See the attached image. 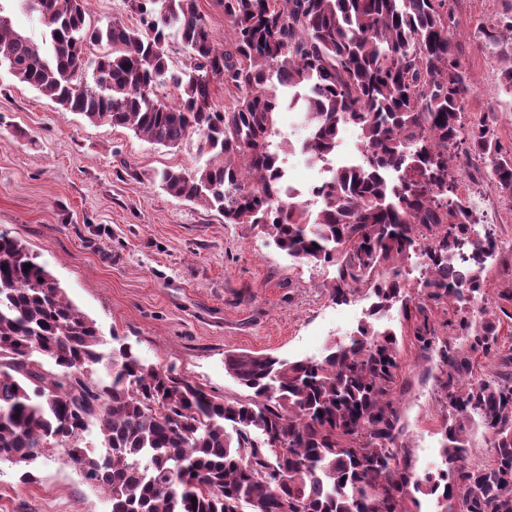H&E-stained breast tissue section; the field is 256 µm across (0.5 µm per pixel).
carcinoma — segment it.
Returning a JSON list of instances; mask_svg holds the SVG:
<instances>
[{"label": "carcinoma", "mask_w": 512, "mask_h": 512, "mask_svg": "<svg viewBox=\"0 0 512 512\" xmlns=\"http://www.w3.org/2000/svg\"><path fill=\"white\" fill-rule=\"evenodd\" d=\"M121 2L102 28L87 23V0H32L48 31L44 51L1 16L0 66L91 123L172 149L197 137L205 163L159 173L167 194L226 224L263 217L277 249L335 267L333 301L359 288L375 301L356 334L320 360L226 355L227 373L252 392L231 401L172 366L145 364L128 345L101 350L96 323L1 231L0 460L28 482L30 465L61 446L108 493L111 512H296L298 503L302 512H421L422 497L452 512L461 485L469 512H512V374L476 378L472 360L503 347L512 287L498 293L499 312L477 307L498 244L478 236L458 195L466 165L512 196V154L484 120L465 122L472 88L448 0H217L230 35L220 47L197 0ZM482 34L479 50L508 63L501 87L512 96V14ZM172 38L187 52L179 70ZM219 85L229 96L222 108ZM285 103L302 109L303 149L314 157L336 155L340 128L361 132L362 163L313 190L322 203L314 213L288 200L270 149ZM421 244L428 274L414 338L439 359L434 380L447 409L445 468L422 475L399 456L397 337L374 323L404 301L402 266ZM448 304L466 350L430 323L431 309ZM92 426L96 450L83 443ZM475 428L494 436L492 461L469 466Z\"/></svg>", "instance_id": "cac0c4a2"}]
</instances>
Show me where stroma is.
Wrapping results in <instances>:
<instances>
[{"instance_id": "1", "label": "stroma", "mask_w": 512, "mask_h": 512, "mask_svg": "<svg viewBox=\"0 0 512 512\" xmlns=\"http://www.w3.org/2000/svg\"><path fill=\"white\" fill-rule=\"evenodd\" d=\"M460 58L472 90L466 119L490 124L512 152V97L500 85L502 65L478 51L481 29L511 8L507 0H449ZM307 136L296 111L279 113L272 141L290 179L312 182L295 145ZM202 162L195 140L154 145L125 127L93 124L66 112L0 67V231L20 239L44 262L68 298L101 329L147 364L175 366L209 394L231 400L250 392L224 368L232 352L318 359L364 318L371 297L358 290L336 304L327 285L333 268L279 251L256 224H228L217 211L168 195L155 179L172 167ZM462 195L491 207L481 228L499 252L485 263L484 304L512 285V199L464 168ZM379 327L399 343L393 394L402 442L416 471L440 466L446 415L434 353L414 339L394 305ZM33 481L0 461V512H110L104 491L86 481L64 449H48L30 467Z\"/></svg>"}]
</instances>
